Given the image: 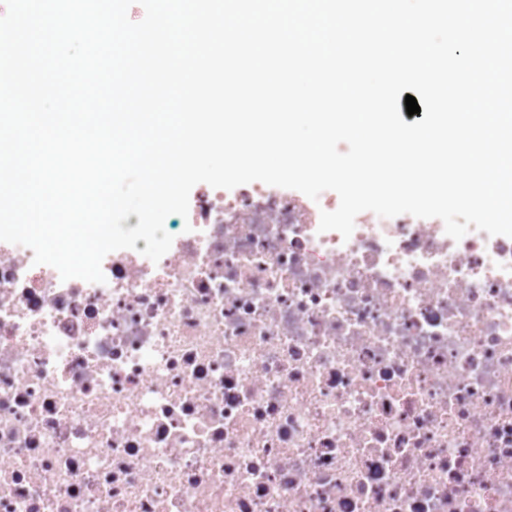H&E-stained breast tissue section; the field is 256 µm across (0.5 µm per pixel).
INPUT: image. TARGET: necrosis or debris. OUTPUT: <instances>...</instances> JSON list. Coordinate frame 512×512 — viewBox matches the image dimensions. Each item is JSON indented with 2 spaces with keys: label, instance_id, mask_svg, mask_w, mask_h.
I'll list each match as a JSON object with an SVG mask.
<instances>
[{
  "label": "necrosis or debris",
  "instance_id": "necrosis-or-debris-1",
  "mask_svg": "<svg viewBox=\"0 0 512 512\" xmlns=\"http://www.w3.org/2000/svg\"><path fill=\"white\" fill-rule=\"evenodd\" d=\"M199 184L152 262L0 242V512H512V237Z\"/></svg>",
  "mask_w": 512,
  "mask_h": 512
}]
</instances>
